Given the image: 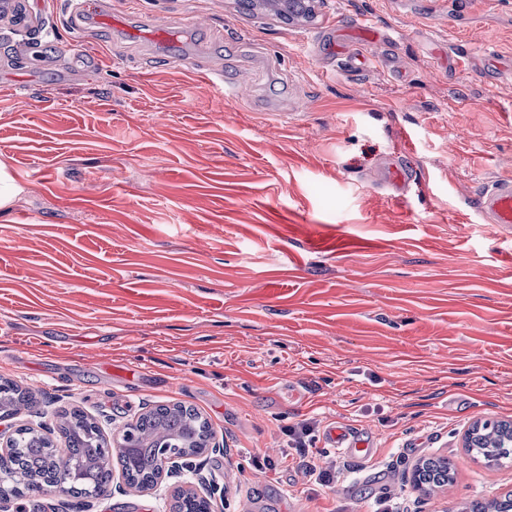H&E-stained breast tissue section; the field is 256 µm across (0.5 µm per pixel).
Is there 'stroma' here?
<instances>
[{
  "mask_svg": "<svg viewBox=\"0 0 512 512\" xmlns=\"http://www.w3.org/2000/svg\"><path fill=\"white\" fill-rule=\"evenodd\" d=\"M0 20V377L32 390L12 425L77 406L108 440L151 405L194 406L190 468L79 512H465L512 490L466 454L512 421V234L483 183L512 178V0H318L312 18L239 0H15ZM178 25L177 43L150 39ZM372 25L384 39L364 38ZM368 69L346 66L345 51ZM244 84L225 102L199 77ZM403 157L401 193L379 181ZM349 426L320 486L281 465L284 429ZM455 464L416 490L418 459ZM477 211L484 224L499 232L511 234L512 179L488 181L479 194ZM324 442L328 443L331 448H340L341 450L360 455H366L370 451L366 443H362L356 439L354 432L344 428H331Z\"/></svg>",
  "mask_w": 512,
  "mask_h": 512,
  "instance_id": "obj_1",
  "label": "stroma"
}]
</instances>
